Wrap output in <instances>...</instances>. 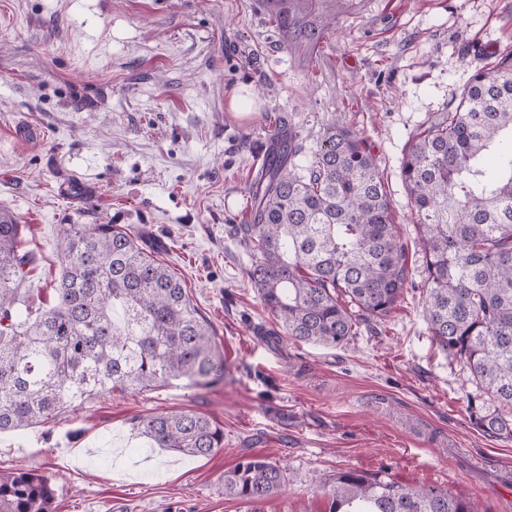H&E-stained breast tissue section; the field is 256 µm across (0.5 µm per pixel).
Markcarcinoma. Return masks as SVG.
<instances>
[{
  "label": "carcinoma",
  "mask_w": 512,
  "mask_h": 512,
  "mask_svg": "<svg viewBox=\"0 0 512 512\" xmlns=\"http://www.w3.org/2000/svg\"><path fill=\"white\" fill-rule=\"evenodd\" d=\"M350 0H264L290 50H314ZM269 155L248 189L250 217L233 225L250 257L246 273L280 332L264 340L341 347L359 326L385 320L412 273L376 156L342 122L323 128L311 160L280 115ZM401 177L424 254L423 318L437 346L463 362L477 386L471 425L512 439V54L476 70L455 107L407 147ZM22 225L0 209V431L50 422L98 390H138L224 379L211 324L167 266L116 224H64L53 304L19 293ZM155 448L207 457L224 429L188 411L136 421ZM282 468L248 456L224 472V495L263 503L285 486ZM329 512H478L438 485L341 470L322 487ZM56 491L36 470L0 474V512H52Z\"/></svg>",
  "instance_id": "obj_1"
}]
</instances>
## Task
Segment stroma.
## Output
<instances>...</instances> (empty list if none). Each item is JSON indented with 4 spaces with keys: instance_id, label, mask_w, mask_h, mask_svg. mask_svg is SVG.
<instances>
[{
    "instance_id": "obj_1",
    "label": "stroma",
    "mask_w": 512,
    "mask_h": 512,
    "mask_svg": "<svg viewBox=\"0 0 512 512\" xmlns=\"http://www.w3.org/2000/svg\"><path fill=\"white\" fill-rule=\"evenodd\" d=\"M510 51L512 0H355L310 54L284 48L261 0H0V206L33 257L21 290L46 301L61 225H127L163 243L158 260L224 352L219 384L103 391L0 432V474H47L52 512H328L320 488L348 468L512 512V439L471 426L475 386L429 333L422 288L344 346H270L253 328L274 319L229 232L248 221L270 121L287 114L310 153L340 118L371 144L422 279L407 143ZM240 88L252 93L244 111L230 105ZM182 411L219 424L223 448L188 457L133 427ZM246 455L291 478L258 511L224 495Z\"/></svg>"
}]
</instances>
